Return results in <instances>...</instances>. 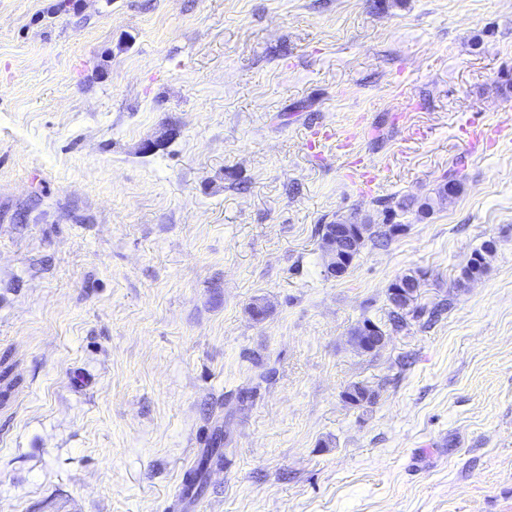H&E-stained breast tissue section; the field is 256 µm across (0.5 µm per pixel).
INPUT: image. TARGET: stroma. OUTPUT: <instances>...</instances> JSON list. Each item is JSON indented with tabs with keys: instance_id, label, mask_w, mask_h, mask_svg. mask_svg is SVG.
Here are the masks:
<instances>
[{
	"instance_id": "stroma-1",
	"label": "stroma",
	"mask_w": 512,
	"mask_h": 512,
	"mask_svg": "<svg viewBox=\"0 0 512 512\" xmlns=\"http://www.w3.org/2000/svg\"><path fill=\"white\" fill-rule=\"evenodd\" d=\"M508 70L512 0H0V512H512ZM354 216L339 218L330 224L346 225L345 230L339 228L322 238L324 252L328 258L326 272L331 277L340 278L346 274L349 268V254L364 240V231L370 224H361L351 219ZM215 457L216 463L222 461V453L220 448H212L210 453L204 456L198 463V465L191 469L186 476L185 486L187 492L199 495L203 491L204 486V475L208 471L207 465Z\"/></svg>"
}]
</instances>
